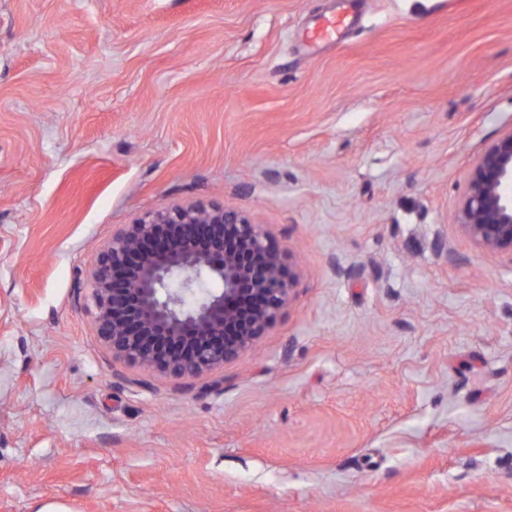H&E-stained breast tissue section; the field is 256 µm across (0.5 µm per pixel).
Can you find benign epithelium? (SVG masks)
<instances>
[{"label": "benign epithelium", "instance_id": "1", "mask_svg": "<svg viewBox=\"0 0 512 512\" xmlns=\"http://www.w3.org/2000/svg\"><path fill=\"white\" fill-rule=\"evenodd\" d=\"M457 221L479 248L512 255V130L478 157ZM89 277L96 336L112 359L184 383L253 347L297 285L291 256L262 225L202 201L123 225Z\"/></svg>", "mask_w": 512, "mask_h": 512}]
</instances>
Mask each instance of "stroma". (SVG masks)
I'll return each instance as SVG.
<instances>
[{"instance_id":"1","label":"stroma","mask_w":512,"mask_h":512,"mask_svg":"<svg viewBox=\"0 0 512 512\" xmlns=\"http://www.w3.org/2000/svg\"><path fill=\"white\" fill-rule=\"evenodd\" d=\"M0 0V512H512V257L456 223L512 128V0ZM298 284L180 383L115 362L89 272L168 204ZM345 24L346 17L343 15L325 17L314 26L309 37L314 42L332 39L338 35Z\"/></svg>"}]
</instances>
